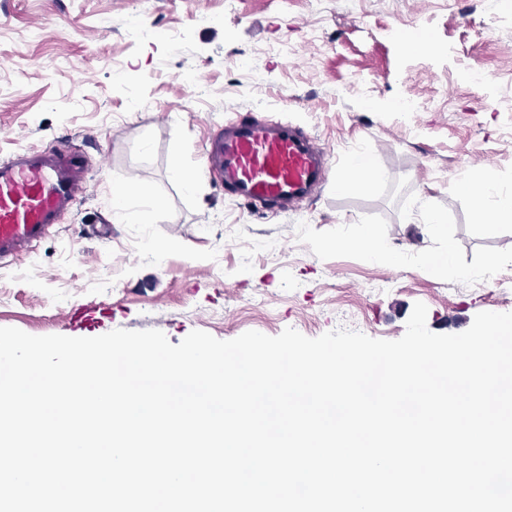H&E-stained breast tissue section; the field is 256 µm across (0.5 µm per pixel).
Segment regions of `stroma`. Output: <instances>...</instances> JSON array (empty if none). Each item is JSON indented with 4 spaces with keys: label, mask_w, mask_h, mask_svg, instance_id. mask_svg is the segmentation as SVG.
<instances>
[{
    "label": "stroma",
    "mask_w": 512,
    "mask_h": 512,
    "mask_svg": "<svg viewBox=\"0 0 512 512\" xmlns=\"http://www.w3.org/2000/svg\"><path fill=\"white\" fill-rule=\"evenodd\" d=\"M412 36L436 51L407 48ZM242 57L256 73L232 70ZM403 96L419 110L393 111ZM246 113L327 147L299 208L262 214L206 172L208 139ZM57 147L85 179L27 258L0 261V327L396 340L418 302L437 334L512 311V223L488 228L458 189L489 172L512 192L507 0H0V162ZM358 150L381 179L348 180ZM177 166L199 172L194 189ZM119 188L139 223L116 217ZM427 207L446 219L438 232ZM364 236L378 259L356 247ZM79 306L92 320L66 319Z\"/></svg>",
    "instance_id": "obj_1"
}]
</instances>
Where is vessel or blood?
Returning <instances> with one entry per match:
<instances>
[{
    "mask_svg": "<svg viewBox=\"0 0 512 512\" xmlns=\"http://www.w3.org/2000/svg\"><path fill=\"white\" fill-rule=\"evenodd\" d=\"M207 159L225 192L277 210L307 198L329 169L316 140L270 119L225 122ZM79 180L77 158L65 150L0 164V260L29 256L33 243L75 203Z\"/></svg>",
    "mask_w": 512,
    "mask_h": 512,
    "instance_id": "obj_1",
    "label": "vessel or blood"
}]
</instances>
